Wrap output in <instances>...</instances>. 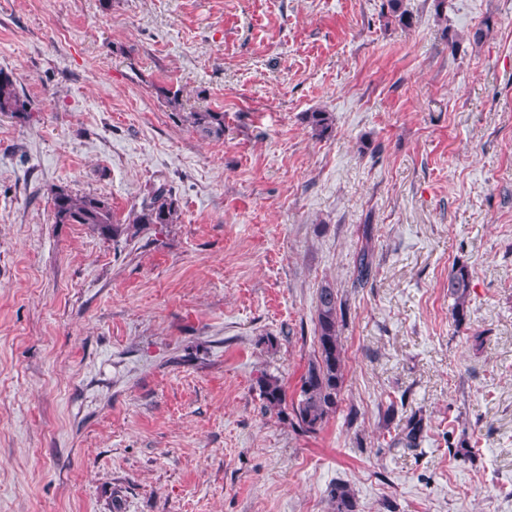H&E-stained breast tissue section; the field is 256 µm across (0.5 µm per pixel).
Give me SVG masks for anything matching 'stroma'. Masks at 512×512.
Instances as JSON below:
<instances>
[{"label":"stroma","mask_w":512,"mask_h":512,"mask_svg":"<svg viewBox=\"0 0 512 512\" xmlns=\"http://www.w3.org/2000/svg\"><path fill=\"white\" fill-rule=\"evenodd\" d=\"M382 3L0 0L32 112L0 115V512H330L339 482L358 512H512V0ZM159 183L178 223L54 221L53 187L122 220ZM325 284L344 384L305 435L257 379L294 393ZM164 93L166 94L168 104L174 111L178 110V112H175V115L181 121L186 122L195 132L204 137L214 139H221L224 136L223 113L205 109L181 114L179 112L181 107L179 91L171 92L167 90ZM471 285V273L465 265L456 264L448 273V294L454 299L453 318L457 324L465 321V304Z\"/></svg>","instance_id":"35a3bbf8"}]
</instances>
